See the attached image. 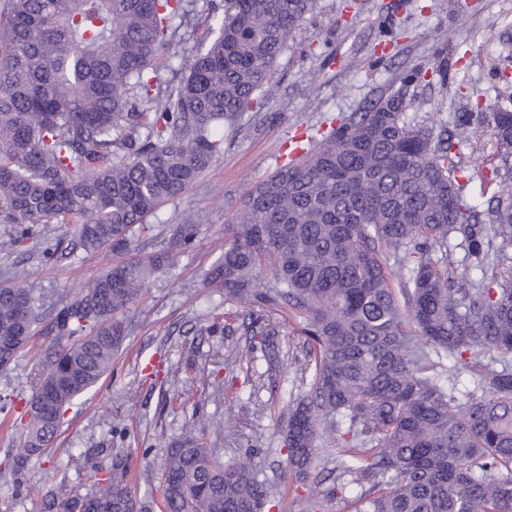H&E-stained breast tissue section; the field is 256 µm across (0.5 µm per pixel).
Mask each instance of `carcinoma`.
<instances>
[{
  "label": "carcinoma",
  "mask_w": 512,
  "mask_h": 512,
  "mask_svg": "<svg viewBox=\"0 0 512 512\" xmlns=\"http://www.w3.org/2000/svg\"><path fill=\"white\" fill-rule=\"evenodd\" d=\"M316 0H224L213 37L194 55L174 41L185 0H9L0 12V224L11 243L49 224L94 253L131 250V230L183 194L224 150V128L262 103L269 74ZM180 74L159 99L158 70ZM402 78L339 119L312 151L287 159L248 190L224 254L204 286L249 310L255 336L279 335L288 310L304 317L306 397L281 415L284 470L305 486L307 512L350 492V512H512V170L480 210L463 194L456 145L465 120L438 135L404 120ZM503 160L512 112L480 114ZM134 255L39 313L22 271L0 283V353H23L34 324L71 343L49 352L34 391L59 382L57 408L95 386L126 339L119 315L146 281L186 252ZM465 252L448 263V241ZM440 253L433 258L432 253ZM407 270L394 282L392 266ZM399 289H394V286ZM404 304H399L396 293ZM249 341L227 360L251 365ZM474 391L459 398L455 379ZM60 424L28 410L0 490L45 453ZM336 444L322 455V445ZM128 458L117 454L96 490H69L53 512H150L134 501ZM159 490L166 512H265L281 492L250 455L226 463L191 427L166 449Z\"/></svg>",
  "instance_id": "carcinoma-1"
}]
</instances>
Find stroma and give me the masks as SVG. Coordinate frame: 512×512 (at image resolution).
I'll list each match as a JSON object with an SVG mask.
<instances>
[{"label": "stroma", "mask_w": 512, "mask_h": 512, "mask_svg": "<svg viewBox=\"0 0 512 512\" xmlns=\"http://www.w3.org/2000/svg\"><path fill=\"white\" fill-rule=\"evenodd\" d=\"M204 2L188 0L190 12L175 32L189 55L210 38ZM343 2L317 0L273 68V96L225 134L223 153L195 184L162 204L146 228L133 229L134 244L147 253L166 251L177 224L195 225L196 237L147 281L125 314L129 335L110 371L69 407L52 451L28 465L18 494L0 492V512H47L48 493L62 482L91 492L93 467L110 466L116 452L130 458L137 496L151 494L161 481L164 448L190 424L206 425L208 444L224 460L252 455L285 494L280 512H302L303 489L283 481L279 425L289 400L309 389L296 372L303 356L299 322H285L269 343L249 337L247 311L204 287L224 252L225 224L240 211L247 188L275 170L291 137L360 111L415 69L422 76L408 86L415 100L408 121L437 130L470 119L476 133L458 147L467 167L464 195L485 205L495 192L485 176L504 162L479 116L512 110V0H361L358 9ZM11 233V225L0 224V279L12 266L26 269L41 305L126 259L109 249L78 250L48 262L44 247L69 245V235L51 224L40 243L15 247ZM249 339L253 363L227 364V350ZM53 342L46 324L37 325L31 351L0 369V396L16 400L0 421L2 464L20 439L35 364Z\"/></svg>", "instance_id": "35a3bbf8"}]
</instances>
